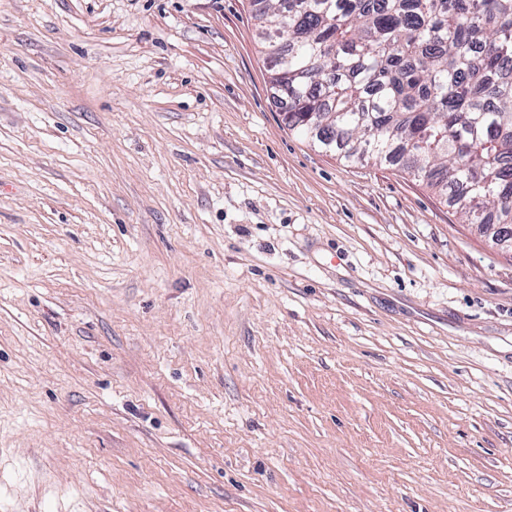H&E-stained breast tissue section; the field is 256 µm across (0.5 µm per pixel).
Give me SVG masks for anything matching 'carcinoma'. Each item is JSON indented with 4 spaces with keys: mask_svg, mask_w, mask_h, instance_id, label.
<instances>
[{
    "mask_svg": "<svg viewBox=\"0 0 512 512\" xmlns=\"http://www.w3.org/2000/svg\"><path fill=\"white\" fill-rule=\"evenodd\" d=\"M288 129L451 194L465 224L512 230V0H268Z\"/></svg>",
    "mask_w": 512,
    "mask_h": 512,
    "instance_id": "cac0c4a2",
    "label": "carcinoma"
}]
</instances>
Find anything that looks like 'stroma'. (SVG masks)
Returning a JSON list of instances; mask_svg holds the SVG:
<instances>
[{"instance_id": "1", "label": "stroma", "mask_w": 512, "mask_h": 512, "mask_svg": "<svg viewBox=\"0 0 512 512\" xmlns=\"http://www.w3.org/2000/svg\"><path fill=\"white\" fill-rule=\"evenodd\" d=\"M258 32L0 0V512H512V256Z\"/></svg>"}]
</instances>
